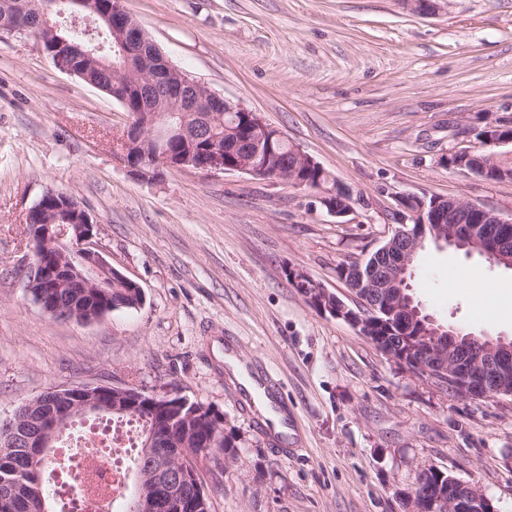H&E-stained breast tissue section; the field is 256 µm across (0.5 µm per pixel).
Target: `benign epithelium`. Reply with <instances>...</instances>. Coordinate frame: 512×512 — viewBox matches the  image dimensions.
Returning a JSON list of instances; mask_svg holds the SVG:
<instances>
[{"label": "benign epithelium", "instance_id": "1", "mask_svg": "<svg viewBox=\"0 0 512 512\" xmlns=\"http://www.w3.org/2000/svg\"><path fill=\"white\" fill-rule=\"evenodd\" d=\"M75 21L85 19L95 26L104 25L115 38L113 51L117 62L113 69L121 75L112 87V97L124 111L134 113L121 144L120 159L137 177L158 178L169 169H194L205 175L240 172L254 180L279 181L303 189V175L316 170L326 177V183L316 193L328 211L338 218L353 210L351 191L339 206L328 204L332 191L329 184H339L318 161L289 145L295 160L293 169L285 171L278 164L279 148L288 141L284 133L267 123L260 115L239 104L216 95L188 74L170 68L162 72L153 67L146 56L145 32L119 5L94 0H64ZM146 85L168 90V114L143 94ZM220 112H237L241 127L247 129L245 139L239 130L227 129L224 139L212 138L203 145L205 152L197 155V134L211 126ZM182 141L186 150L178 154L170 150L173 141ZM480 146L461 150L439 158L442 167L472 174L488 181H512V168H505L496 158L495 148L512 144V123L489 121L481 130ZM51 208L34 207L42 213L43 222L30 234V256L27 262L25 288L38 297L37 304L51 317L61 321L88 323L111 312L100 307L82 310L71 303L61 306L55 298L64 288L86 291L112 286L118 277L129 287L137 284L112 267L94 241V222L89 213L67 194L48 191ZM394 212L399 227L394 230L386 247L387 266L380 276H370L367 282L350 288L354 306H349L336 294L319 283L309 289L308 301L318 310L328 312L349 324L364 328L368 340L384 351L392 361L428 378L452 393L471 399L492 395L512 396V345L501 340L482 350L461 356L454 333L434 324L430 317L412 308L406 295V285L415 250L426 240L425 229L439 245L455 246L477 252L490 261L512 269V214L502 213L480 204L460 199L415 193H395ZM481 224L497 225V234L490 240L479 238ZM58 246L57 258L47 263L44 255ZM381 311L388 323L396 328V336L370 335L371 327L358 311ZM121 400L112 404V387L86 383L58 385L29 398L16 408L13 415L0 419V452L26 449L34 458L47 453L57 431L68 422L105 410L129 413L141 408L155 410L162 405L167 410L183 413L190 401L171 394H148L133 387L119 388ZM201 452L183 449L175 463L159 462L153 478L164 485L168 493L167 507L173 512L190 508L183 497L184 482L197 468ZM421 478L410 489L399 493L409 503L410 512H494L491 502L474 485L455 477L443 485L427 479L429 470L420 471ZM154 496L143 489L135 496L132 512H156Z\"/></svg>", "mask_w": 512, "mask_h": 512}]
</instances>
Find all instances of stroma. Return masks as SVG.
Returning a JSON list of instances; mask_svg holds the SVG:
<instances>
[{"mask_svg": "<svg viewBox=\"0 0 512 512\" xmlns=\"http://www.w3.org/2000/svg\"><path fill=\"white\" fill-rule=\"evenodd\" d=\"M177 69L259 113L352 191L337 218L316 192L239 172L147 182L119 158L121 104L59 70L37 39L0 32V416L55 385H135L203 403L226 453L200 456L210 512H403L433 466L512 512V396L453 395L397 364L288 280L336 295L338 264L392 234L396 192L508 214L512 182L438 164L512 122V0H122ZM90 214L98 249L144 292L138 310L47 316L24 288L28 211L48 191ZM410 285L443 327L512 340V270L427 244ZM234 350L288 408V450L224 367Z\"/></svg>", "mask_w": 512, "mask_h": 512, "instance_id": "obj_1", "label": "stroma"}]
</instances>
